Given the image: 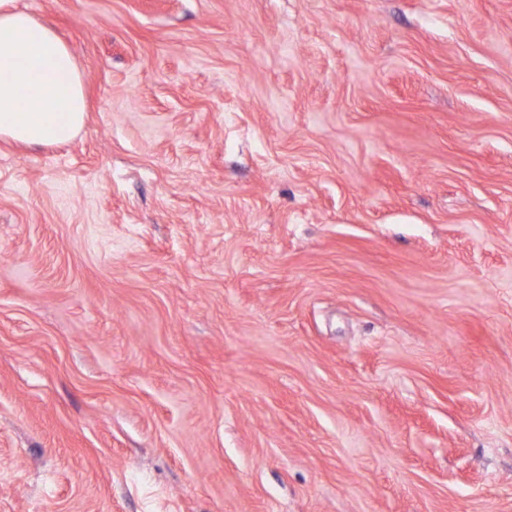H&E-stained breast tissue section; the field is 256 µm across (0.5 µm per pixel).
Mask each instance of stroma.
Returning a JSON list of instances; mask_svg holds the SVG:
<instances>
[{"label":"stroma","mask_w":512,"mask_h":512,"mask_svg":"<svg viewBox=\"0 0 512 512\" xmlns=\"http://www.w3.org/2000/svg\"><path fill=\"white\" fill-rule=\"evenodd\" d=\"M0 512H512V0H21ZM20 60L40 69L37 79ZM86 112L70 47L19 0H0V140L26 147L69 143L83 128Z\"/></svg>","instance_id":"35a3bbf8"}]
</instances>
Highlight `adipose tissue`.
<instances>
[{"instance_id":"adipose-tissue-1","label":"adipose tissue","mask_w":512,"mask_h":512,"mask_svg":"<svg viewBox=\"0 0 512 512\" xmlns=\"http://www.w3.org/2000/svg\"><path fill=\"white\" fill-rule=\"evenodd\" d=\"M86 112L70 47L19 0H0V140L26 147L65 144L81 131Z\"/></svg>"}]
</instances>
